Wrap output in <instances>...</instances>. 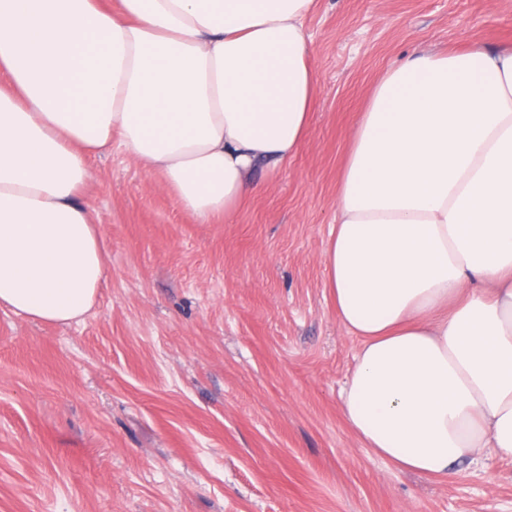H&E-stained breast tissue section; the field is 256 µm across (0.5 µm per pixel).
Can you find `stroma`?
<instances>
[{
  "label": "stroma",
  "instance_id": "35a3bbf8",
  "mask_svg": "<svg viewBox=\"0 0 512 512\" xmlns=\"http://www.w3.org/2000/svg\"><path fill=\"white\" fill-rule=\"evenodd\" d=\"M295 158L203 224L121 150L82 201L106 279L58 325L0 310V512H512V461L444 480L363 448L341 412L358 342L323 252L352 136L420 51L512 45V0H318Z\"/></svg>",
  "mask_w": 512,
  "mask_h": 512
}]
</instances>
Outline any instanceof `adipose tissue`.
Listing matches in <instances>:
<instances>
[{
	"label": "adipose tissue",
	"instance_id": "ef3b65f1",
	"mask_svg": "<svg viewBox=\"0 0 512 512\" xmlns=\"http://www.w3.org/2000/svg\"><path fill=\"white\" fill-rule=\"evenodd\" d=\"M315 3L0 0V307L67 324L94 306L93 156L121 147L204 224L287 165L318 91ZM324 258L363 446L431 478L512 460V47L384 73Z\"/></svg>",
	"mask_w": 512,
	"mask_h": 512
}]
</instances>
